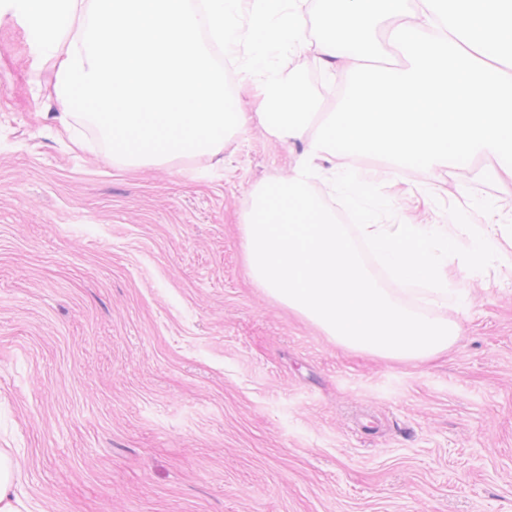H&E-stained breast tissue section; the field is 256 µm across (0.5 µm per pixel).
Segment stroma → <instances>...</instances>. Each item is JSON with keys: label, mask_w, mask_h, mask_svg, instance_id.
Returning <instances> with one entry per match:
<instances>
[{"label": "stroma", "mask_w": 512, "mask_h": 512, "mask_svg": "<svg viewBox=\"0 0 512 512\" xmlns=\"http://www.w3.org/2000/svg\"><path fill=\"white\" fill-rule=\"evenodd\" d=\"M306 35L323 107L328 76ZM53 70L0 14V451L28 512H512V247L450 278L457 345L431 362L353 354L249 276L255 192L308 151L258 119L215 155L113 161L56 134ZM391 224H447L487 198L512 214V178L461 188V169L373 158Z\"/></svg>", "instance_id": "35a3bbf8"}]
</instances>
